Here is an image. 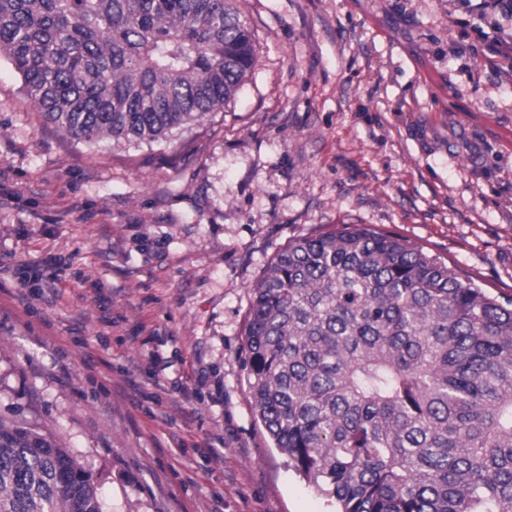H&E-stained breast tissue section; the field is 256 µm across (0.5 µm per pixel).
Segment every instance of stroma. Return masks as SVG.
Listing matches in <instances>:
<instances>
[{
    "label": "stroma",
    "mask_w": 512,
    "mask_h": 512,
    "mask_svg": "<svg viewBox=\"0 0 512 512\" xmlns=\"http://www.w3.org/2000/svg\"><path fill=\"white\" fill-rule=\"evenodd\" d=\"M256 59L157 142L46 123L0 57V417L105 512H334L254 416L252 290L299 236L407 238L512 296V21L461 0H230ZM43 269L54 292L20 273Z\"/></svg>",
    "instance_id": "stroma-1"
}]
</instances>
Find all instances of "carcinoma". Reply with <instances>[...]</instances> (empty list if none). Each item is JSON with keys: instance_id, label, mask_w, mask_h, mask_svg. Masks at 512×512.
I'll list each match as a JSON object with an SVG mask.
<instances>
[{"instance_id": "carcinoma-1", "label": "carcinoma", "mask_w": 512, "mask_h": 512, "mask_svg": "<svg viewBox=\"0 0 512 512\" xmlns=\"http://www.w3.org/2000/svg\"><path fill=\"white\" fill-rule=\"evenodd\" d=\"M0 56L44 120L155 141L235 96L228 0H0ZM253 413L336 512H512V298L367 227L288 242L253 288ZM0 512H104L93 471L0 418Z\"/></svg>"}]
</instances>
